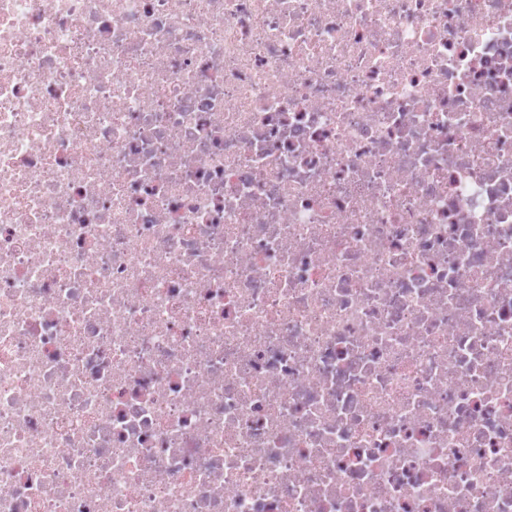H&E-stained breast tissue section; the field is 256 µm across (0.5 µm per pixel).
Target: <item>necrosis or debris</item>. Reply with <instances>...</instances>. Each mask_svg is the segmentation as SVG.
Listing matches in <instances>:
<instances>
[{
  "label": "necrosis or debris",
  "mask_w": 512,
  "mask_h": 512,
  "mask_svg": "<svg viewBox=\"0 0 512 512\" xmlns=\"http://www.w3.org/2000/svg\"><path fill=\"white\" fill-rule=\"evenodd\" d=\"M0 512H512V0H0Z\"/></svg>",
  "instance_id": "necrosis-or-debris-1"
}]
</instances>
